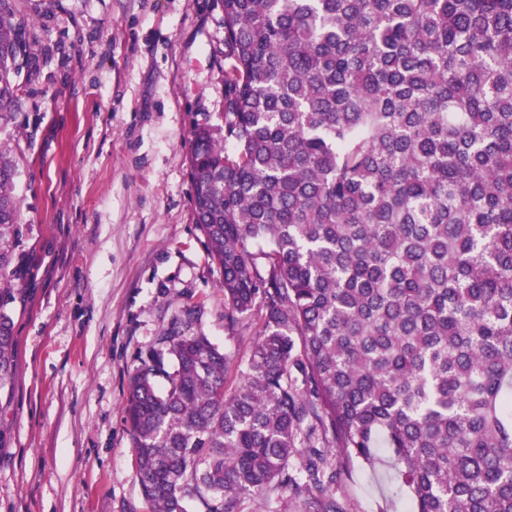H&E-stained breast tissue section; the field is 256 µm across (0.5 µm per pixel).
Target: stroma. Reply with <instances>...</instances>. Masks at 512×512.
Returning <instances> with one entry per match:
<instances>
[{
  "label": "stroma",
  "instance_id": "stroma-1",
  "mask_svg": "<svg viewBox=\"0 0 512 512\" xmlns=\"http://www.w3.org/2000/svg\"><path fill=\"white\" fill-rule=\"evenodd\" d=\"M15 4L55 53L9 140L22 221L42 233L0 413V512H152L125 417L140 356L189 307L239 359L257 329L227 328L191 202L190 130L224 122L223 13L215 0ZM392 472L353 462L332 493L344 512H405Z\"/></svg>",
  "mask_w": 512,
  "mask_h": 512
}]
</instances>
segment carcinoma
<instances>
[{"label": "carcinoma", "instance_id": "1", "mask_svg": "<svg viewBox=\"0 0 512 512\" xmlns=\"http://www.w3.org/2000/svg\"><path fill=\"white\" fill-rule=\"evenodd\" d=\"M218 2L224 125L191 131L192 204L227 324L260 326L239 361L188 309L140 360L144 498L339 512L336 471L384 450L407 512H512V0ZM51 56L0 0V135ZM20 175L0 140V396L34 278Z\"/></svg>", "mask_w": 512, "mask_h": 512}]
</instances>
